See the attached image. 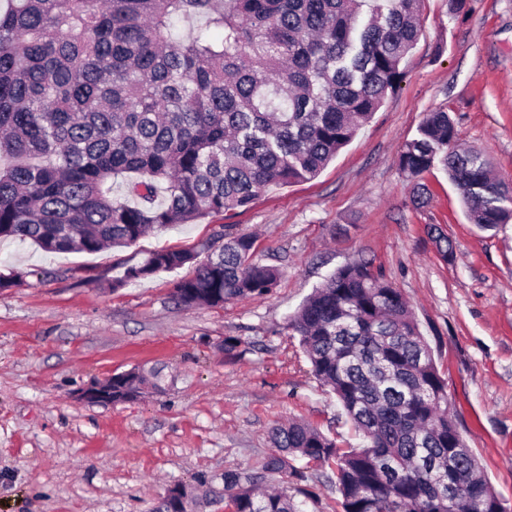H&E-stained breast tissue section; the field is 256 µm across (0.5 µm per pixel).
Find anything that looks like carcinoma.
I'll return each mask as SVG.
<instances>
[{"label":"carcinoma","mask_w":512,"mask_h":512,"mask_svg":"<svg viewBox=\"0 0 512 512\" xmlns=\"http://www.w3.org/2000/svg\"><path fill=\"white\" fill-rule=\"evenodd\" d=\"M421 0H0V240L97 253L315 178L405 77ZM435 165L482 230L512 219V184L431 112L398 158ZM124 184L127 199L113 196ZM228 228L196 252H151L129 282L193 262L173 284L187 308L270 294L279 269L251 262ZM205 260L197 262L199 254ZM289 326L315 377L361 434L339 448L308 424L272 428L276 451L224 473L225 512H302L290 459L331 466L343 512H508L448 414V389L401 291L358 260ZM184 485L154 512H193Z\"/></svg>","instance_id":"cac0c4a2"}]
</instances>
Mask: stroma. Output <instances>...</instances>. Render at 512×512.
<instances>
[{
    "instance_id": "1",
    "label": "stroma",
    "mask_w": 512,
    "mask_h": 512,
    "mask_svg": "<svg viewBox=\"0 0 512 512\" xmlns=\"http://www.w3.org/2000/svg\"><path fill=\"white\" fill-rule=\"evenodd\" d=\"M400 88L321 174L266 188L246 207L99 253L0 241V512H151L186 485L197 512H224V473L273 452L272 426L302 419L338 447L361 438L311 373L288 318L338 267L364 259L409 301L448 384L451 416L512 510V222L480 230L442 168L412 201L398 165L427 113L512 180V0H423ZM256 235L281 279L263 298L185 308L191 266L111 290L148 252L195 249L219 226ZM441 227L454 251L431 238ZM240 344L225 353L224 339ZM139 371L141 397L91 405L83 388ZM327 465L308 468L305 512H342Z\"/></svg>"
}]
</instances>
